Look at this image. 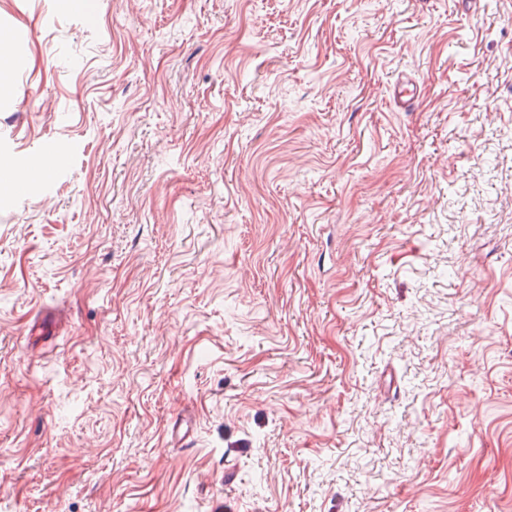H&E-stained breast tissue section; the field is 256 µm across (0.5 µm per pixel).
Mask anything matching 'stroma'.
<instances>
[{"mask_svg": "<svg viewBox=\"0 0 512 512\" xmlns=\"http://www.w3.org/2000/svg\"><path fill=\"white\" fill-rule=\"evenodd\" d=\"M1 33L0 512H512V0Z\"/></svg>", "mask_w": 512, "mask_h": 512, "instance_id": "stroma-1", "label": "stroma"}]
</instances>
